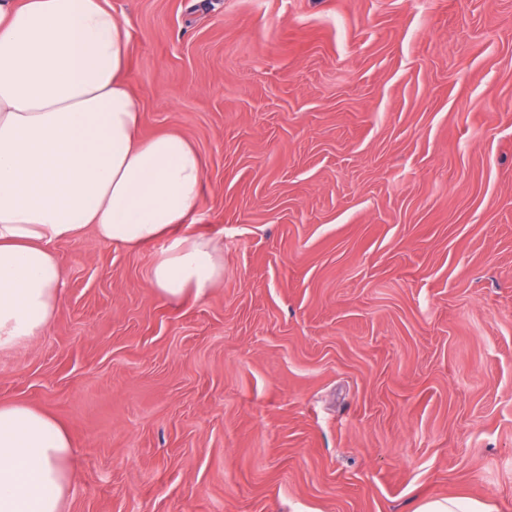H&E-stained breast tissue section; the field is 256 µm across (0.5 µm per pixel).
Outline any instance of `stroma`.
I'll list each match as a JSON object with an SVG mask.
<instances>
[{
	"mask_svg": "<svg viewBox=\"0 0 512 512\" xmlns=\"http://www.w3.org/2000/svg\"><path fill=\"white\" fill-rule=\"evenodd\" d=\"M108 2L224 280L57 245L0 403L70 431L65 512H512V0ZM487 507L479 500L456 497H443L426 500L417 505L414 512H487Z\"/></svg>",
	"mask_w": 512,
	"mask_h": 512,
	"instance_id": "35a3bbf8",
	"label": "stroma"
}]
</instances>
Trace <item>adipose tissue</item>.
Instances as JSON below:
<instances>
[{
  "mask_svg": "<svg viewBox=\"0 0 512 512\" xmlns=\"http://www.w3.org/2000/svg\"><path fill=\"white\" fill-rule=\"evenodd\" d=\"M128 45L103 0H0V350L52 324L65 282L54 246L89 227L112 244L161 243L148 280L159 297L201 298L224 278L213 240L190 230L203 160L179 133L140 137ZM74 454L56 418L0 404V512H62Z\"/></svg>",
  "mask_w": 512,
  "mask_h": 512,
  "instance_id": "1",
  "label": "adipose tissue"
}]
</instances>
